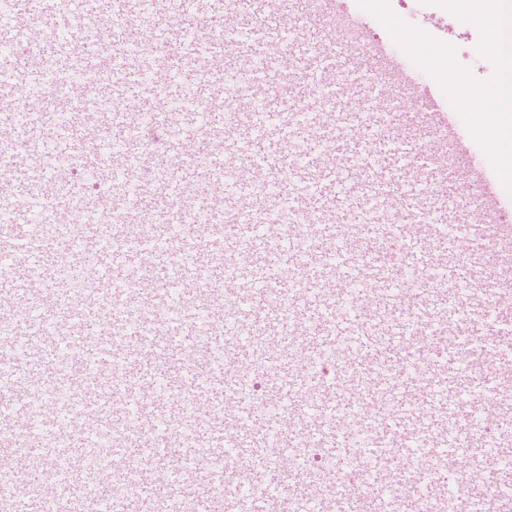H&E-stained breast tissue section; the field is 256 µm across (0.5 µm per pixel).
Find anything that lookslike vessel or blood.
<instances>
[{
	"label": "vessel or blood",
	"mask_w": 512,
	"mask_h": 512,
	"mask_svg": "<svg viewBox=\"0 0 512 512\" xmlns=\"http://www.w3.org/2000/svg\"><path fill=\"white\" fill-rule=\"evenodd\" d=\"M101 13L111 41L78 51L65 31ZM43 21L62 33L40 48L48 69L15 51ZM341 21L377 23L357 0H0V82L31 100L0 111V512L50 499L63 512H239L228 448L247 465L237 482L260 489L250 512H363L359 487L323 499L303 466L312 448L336 473L364 460L405 512L443 473L403 458L461 463L512 490V470L489 459L512 458V262L497 251L512 241V196L440 85L394 39L357 51ZM144 55L161 59L159 79ZM77 72L89 93L35 99ZM366 74L405 89L399 111L365 106ZM103 77L107 108L93 92ZM83 102L122 146L110 192L151 201L148 215L101 222L65 171L23 158L35 135L100 170L94 132L72 118ZM153 145L154 175L132 189L121 172ZM37 210L77 221L39 225ZM286 215L304 218L287 234ZM85 233L96 285L77 298L59 274ZM216 286L222 302L207 307ZM421 344L444 352L415 377ZM255 362L276 412L248 404L237 369ZM480 408L481 433L469 425ZM103 430L113 482L122 462L138 465L134 496L97 490L88 464ZM435 509L502 504L466 491Z\"/></svg>",
	"instance_id": "1"
}]
</instances>
